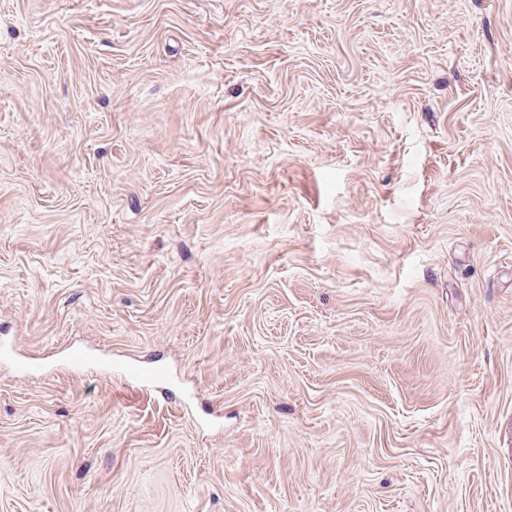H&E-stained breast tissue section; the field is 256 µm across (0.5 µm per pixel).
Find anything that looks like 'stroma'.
<instances>
[{
  "mask_svg": "<svg viewBox=\"0 0 512 512\" xmlns=\"http://www.w3.org/2000/svg\"><path fill=\"white\" fill-rule=\"evenodd\" d=\"M0 336V512H512V0H0Z\"/></svg>",
  "mask_w": 512,
  "mask_h": 512,
  "instance_id": "35a3bbf8",
  "label": "stroma"
}]
</instances>
